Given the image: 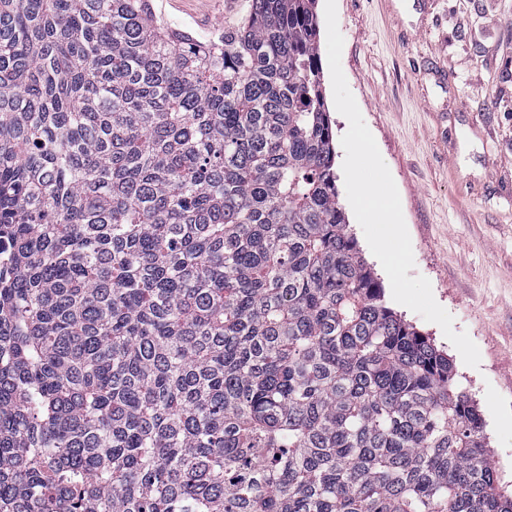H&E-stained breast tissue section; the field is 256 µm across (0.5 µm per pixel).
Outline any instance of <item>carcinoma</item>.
<instances>
[{
	"instance_id": "carcinoma-1",
	"label": "carcinoma",
	"mask_w": 512,
	"mask_h": 512,
	"mask_svg": "<svg viewBox=\"0 0 512 512\" xmlns=\"http://www.w3.org/2000/svg\"><path fill=\"white\" fill-rule=\"evenodd\" d=\"M314 4L0 0V512H512L349 230ZM243 0H151L157 17L197 38L224 35V23L240 13Z\"/></svg>"
}]
</instances>
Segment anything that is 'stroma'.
Masks as SVG:
<instances>
[{
    "mask_svg": "<svg viewBox=\"0 0 512 512\" xmlns=\"http://www.w3.org/2000/svg\"><path fill=\"white\" fill-rule=\"evenodd\" d=\"M157 17L217 38L242 0H151ZM341 66L396 183L417 274L467 332V366L441 328L397 311L452 360L484 410L512 488V0H336Z\"/></svg>",
    "mask_w": 512,
    "mask_h": 512,
    "instance_id": "stroma-1",
    "label": "stroma"
}]
</instances>
